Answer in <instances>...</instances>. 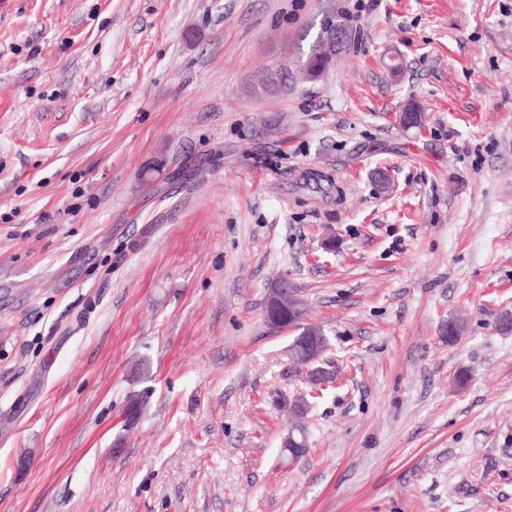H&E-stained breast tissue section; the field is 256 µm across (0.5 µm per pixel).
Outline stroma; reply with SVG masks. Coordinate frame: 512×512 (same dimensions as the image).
I'll return each mask as SVG.
<instances>
[{"mask_svg": "<svg viewBox=\"0 0 512 512\" xmlns=\"http://www.w3.org/2000/svg\"><path fill=\"white\" fill-rule=\"evenodd\" d=\"M0 512H512V0H0ZM328 40L327 30H322L320 27L309 53L299 65L306 79L311 83L318 82L325 76L337 54L330 53L328 50ZM295 311L301 318L294 315ZM302 319L303 310L301 304L298 303L293 294H284L279 321L272 325L277 327L292 326L294 329L299 331L298 336L294 338L293 342L289 346L291 359L296 365L299 374L301 373V370L307 368L306 375L311 385L319 386L324 383H332L335 379L334 372L321 366V362H325L323 356L329 347L328 339L325 343L320 337H311L306 340L304 346L306 348L309 361L316 359L317 354L320 352L321 345L324 343L321 356L318 361L314 364L309 363L305 356V351L301 347L302 341H299V339L304 336H310L316 332L322 333L323 336L325 335L320 327L311 324H304L302 323ZM312 369L315 370L312 371ZM291 407L295 416V422L291 424L289 429H292L296 439L300 440L301 435H304L308 440V428L305 423V417L308 413L307 405L303 398H297L292 401ZM294 435L292 432H287L282 441V448H288V440H294Z\"/></svg>", "mask_w": 512, "mask_h": 512, "instance_id": "35a3bbf8", "label": "stroma"}]
</instances>
